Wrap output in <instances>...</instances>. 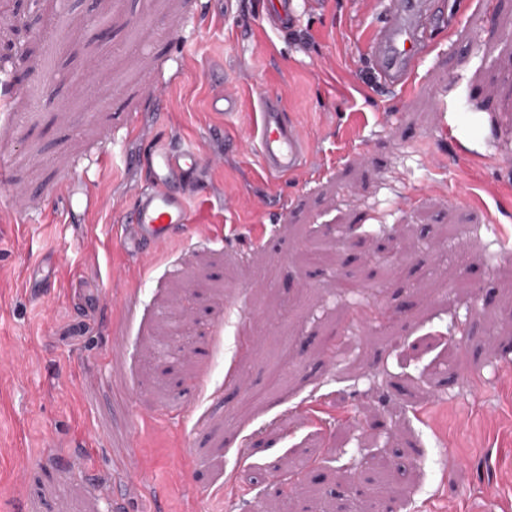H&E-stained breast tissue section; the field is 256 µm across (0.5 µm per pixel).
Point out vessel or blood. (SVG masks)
<instances>
[{"instance_id": "vessel-or-blood-1", "label": "vessel or blood", "mask_w": 512, "mask_h": 512, "mask_svg": "<svg viewBox=\"0 0 512 512\" xmlns=\"http://www.w3.org/2000/svg\"><path fill=\"white\" fill-rule=\"evenodd\" d=\"M299 6V0H270L265 20L270 28L287 31ZM382 6L381 22L361 35L365 56L387 88L405 89L424 55V23L431 4L429 0H382ZM248 142L258 151L267 177L294 172L311 150L309 142L289 124L283 98L277 93L260 95ZM145 163L149 183L135 191L122 217L121 235L124 249L140 257L157 252L190 224L186 183L201 172L206 160L191 144L174 147L158 142L150 147ZM64 191L81 210L102 206L85 179L66 181Z\"/></svg>"}]
</instances>
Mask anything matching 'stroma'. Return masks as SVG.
<instances>
[{
  "mask_svg": "<svg viewBox=\"0 0 512 512\" xmlns=\"http://www.w3.org/2000/svg\"><path fill=\"white\" fill-rule=\"evenodd\" d=\"M266 7L0 0V512H512V0H437L404 92L359 47L381 0H315L284 34ZM275 91L314 151L264 181L245 140ZM160 140L209 163L192 224L137 259L119 220ZM84 172L104 206L72 220ZM390 451L408 477L380 480Z\"/></svg>",
  "mask_w": 512,
  "mask_h": 512,
  "instance_id": "35a3bbf8",
  "label": "stroma"
}]
</instances>
